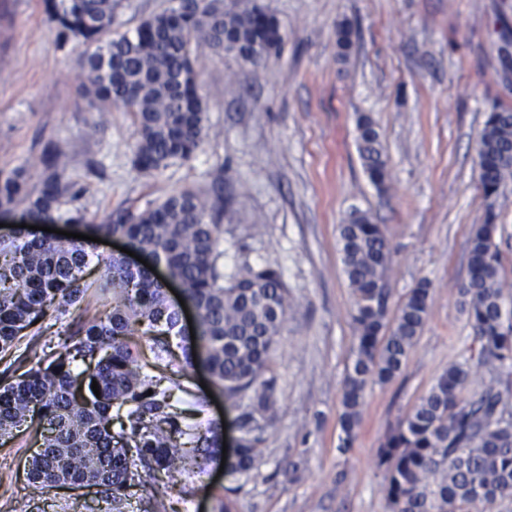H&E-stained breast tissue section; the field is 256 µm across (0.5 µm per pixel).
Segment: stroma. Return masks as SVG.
Instances as JSON below:
<instances>
[{"mask_svg":"<svg viewBox=\"0 0 512 512\" xmlns=\"http://www.w3.org/2000/svg\"><path fill=\"white\" fill-rule=\"evenodd\" d=\"M286 34L260 70L220 55L196 58L208 106L203 151L156 176L132 165L136 127L112 107L108 123L78 94L75 44L58 46L42 0H0V170L25 168L45 148L68 154L66 177L98 221L120 207L206 190L224 179L225 269L248 260L279 270L288 325L275 347L274 423L262 463L249 475L210 472L176 512H387L375 454L385 436L471 344L458 286L468 276V241L494 212L502 277L512 284V184L486 208L477 143L493 106L512 109V0H259ZM352 26L340 59L336 24ZM373 120L390 173L385 189L357 152L359 115ZM368 212L391 250V305L423 278L428 319L402 374L366 393L354 448L340 455L338 415L351 362L352 296L338 228L351 209ZM28 432L0 438V512H85L105 505L98 488L31 498ZM298 462L289 474V462Z\"/></svg>","mask_w":512,"mask_h":512,"instance_id":"1","label":"stroma"}]
</instances>
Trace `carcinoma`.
Wrapping results in <instances>:
<instances>
[{
    "label": "carcinoma",
    "instance_id": "carcinoma-1",
    "mask_svg": "<svg viewBox=\"0 0 512 512\" xmlns=\"http://www.w3.org/2000/svg\"><path fill=\"white\" fill-rule=\"evenodd\" d=\"M132 31L120 30L122 0H46L60 44L79 54L81 96L100 109L120 106L137 129L132 164L161 175L192 160L208 136L207 107L192 57L224 54L260 68L286 34L272 14L240 0H171ZM352 30L337 25L340 56ZM357 150L370 181L383 189L387 165L371 119H357ZM483 197L493 205L512 180V110L489 112L477 149ZM67 154L49 147L39 158L38 190L21 168L0 170V212L21 207L27 225L54 216L82 190L66 179ZM224 176L206 192L183 190L143 208L111 212L100 222L71 217L81 233L120 235L147 265L102 260L104 275L89 280L98 243L38 237L27 227L0 236V360L16 356L27 369L0 380V438L37 418L38 451L28 462L33 497L60 487H100L110 512H123L135 487L189 479L222 460L223 430L204 418L206 400L188 386L201 366L239 409L242 442L229 473L261 464L259 448L271 427L277 375L272 353L288 322L289 294L281 274L243 261L224 276ZM488 215L469 240L470 275L458 289L474 347L439 376L399 420L376 452L388 512H506L512 505V304L502 283L497 225ZM344 273L353 297L352 363L339 416L337 451L353 448L367 389L402 370L430 310L422 280L396 310L389 307L390 248L380 224L359 209L339 225ZM163 264L197 312L195 337L149 267ZM112 306L89 313L90 289ZM59 327L47 336V310ZM97 381L100 395L91 385ZM189 397L176 411L173 391Z\"/></svg>",
    "mask_w": 512,
    "mask_h": 512
}]
</instances>
